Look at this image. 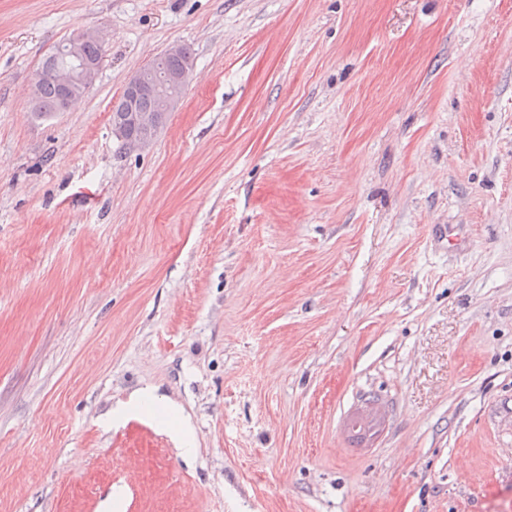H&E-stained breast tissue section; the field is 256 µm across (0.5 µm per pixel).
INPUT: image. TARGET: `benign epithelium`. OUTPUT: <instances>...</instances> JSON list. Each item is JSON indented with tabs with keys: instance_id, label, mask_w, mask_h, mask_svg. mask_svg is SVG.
Listing matches in <instances>:
<instances>
[{
	"instance_id": "7a95c632",
	"label": "benign epithelium",
	"mask_w": 512,
	"mask_h": 512,
	"mask_svg": "<svg viewBox=\"0 0 512 512\" xmlns=\"http://www.w3.org/2000/svg\"><path fill=\"white\" fill-rule=\"evenodd\" d=\"M91 40L98 42L103 48L106 44V35L94 28L82 30L74 35L66 43L56 48V51L65 54L71 60V65L56 68L50 73L43 69L39 70L34 74L30 88H36L46 77H51L61 92V111L69 110L92 85L102 64L103 55L88 58L84 54V45ZM152 76H154L152 71L139 70L135 72L125 85L123 98L125 111L134 113V119L146 127L151 126L152 118L136 108L134 100L137 93L149 85Z\"/></svg>"
}]
</instances>
